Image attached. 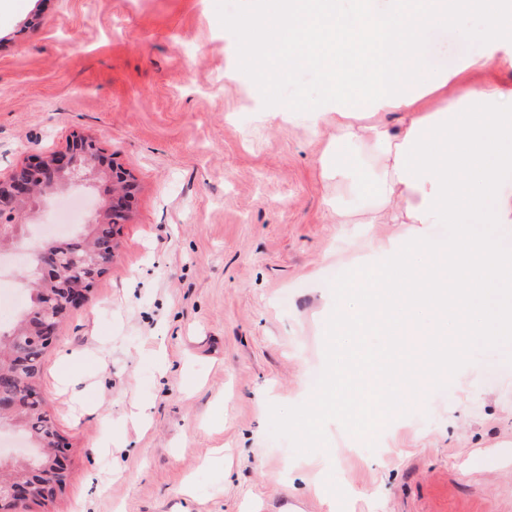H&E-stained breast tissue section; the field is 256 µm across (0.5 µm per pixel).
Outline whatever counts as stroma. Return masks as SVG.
Listing matches in <instances>:
<instances>
[{"mask_svg":"<svg viewBox=\"0 0 512 512\" xmlns=\"http://www.w3.org/2000/svg\"><path fill=\"white\" fill-rule=\"evenodd\" d=\"M256 8L0 0V173L80 131L140 187L112 262L40 359L67 476L25 512H512V344L472 341L453 376L368 425L392 400L375 339L330 348L323 282L406 227L367 223L364 186L323 173L343 136L298 109L320 71L278 82L288 117L265 120L234 29ZM484 28L462 15L427 54L454 67L484 51ZM104 192L88 179L44 194L14 245L37 252L71 202L87 223ZM333 362L356 404L301 435L310 375Z\"/></svg>","mask_w":512,"mask_h":512,"instance_id":"1","label":"stroma"}]
</instances>
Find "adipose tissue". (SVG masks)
Returning <instances> with one entry per match:
<instances>
[{"label":"adipose tissue","instance_id":"ef3b65f1","mask_svg":"<svg viewBox=\"0 0 512 512\" xmlns=\"http://www.w3.org/2000/svg\"><path fill=\"white\" fill-rule=\"evenodd\" d=\"M269 0L261 18L236 23L238 50L251 79L271 86L284 71L310 62L331 70L329 57L309 54L313 38L336 26L357 31L372 54L354 89L372 120L356 116L328 80L319 97L302 102L312 124L328 123L349 147L326 162L337 180L355 175L353 148L370 152L371 224H407L410 233L373 246L347 282L337 285L325 322L346 336L365 314L384 320L387 342L427 341L423 355L382 364L386 389L419 399L439 376L455 372L472 338L512 336V308L489 304L496 284L512 282V84L486 68L512 69V0ZM486 17L487 51L453 70L433 68L423 46L428 31L460 15ZM456 95H449V88ZM397 112V130L375 120Z\"/></svg>","mask_w":512,"mask_h":512}]
</instances>
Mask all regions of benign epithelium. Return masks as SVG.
Listing matches in <instances>:
<instances>
[{
	"instance_id": "benign-epithelium-1",
	"label": "benign epithelium",
	"mask_w": 512,
	"mask_h": 512,
	"mask_svg": "<svg viewBox=\"0 0 512 512\" xmlns=\"http://www.w3.org/2000/svg\"><path fill=\"white\" fill-rule=\"evenodd\" d=\"M92 176L104 181L108 190L95 210L93 223L107 228L127 222L132 215L139 184L136 177L114 157L106 155L88 136L76 133L63 148L50 152L33 154L23 164L15 167L6 177H0V255L9 249V235L5 225L16 224L23 212L28 210L31 201L40 191L54 190L67 186L82 177ZM75 258L89 262L91 276L85 288H65L63 296L53 295L51 302L32 308L25 317L21 335L25 336L19 346L17 366L22 369L34 353L43 352L55 339L57 327L51 325L46 310L59 309L57 319H62L66 311L82 306L91 291V284L99 277L96 263L89 261L86 243L82 240L66 245ZM35 260L41 274L39 284L51 288L58 287L61 266L52 249L36 252ZM42 403V396L36 384H31L24 393L14 387V381L0 377V414H12L29 406ZM60 452L52 456L51 470L47 474L34 473L19 480L0 484V512H20L29 501L40 497L41 488L50 484L58 490L63 483L57 477L65 476L66 456L61 451L63 444L56 440Z\"/></svg>"
}]
</instances>
